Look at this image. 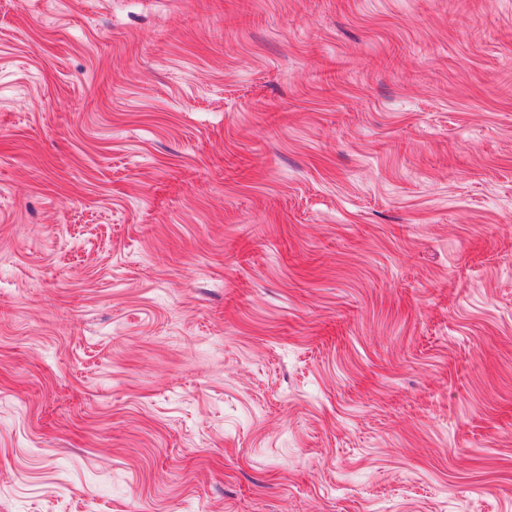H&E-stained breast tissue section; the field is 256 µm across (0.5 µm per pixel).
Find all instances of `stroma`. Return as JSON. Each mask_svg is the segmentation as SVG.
I'll return each instance as SVG.
<instances>
[{"instance_id":"stroma-1","label":"stroma","mask_w":512,"mask_h":512,"mask_svg":"<svg viewBox=\"0 0 512 512\" xmlns=\"http://www.w3.org/2000/svg\"><path fill=\"white\" fill-rule=\"evenodd\" d=\"M0 512H512V0H0Z\"/></svg>"}]
</instances>
